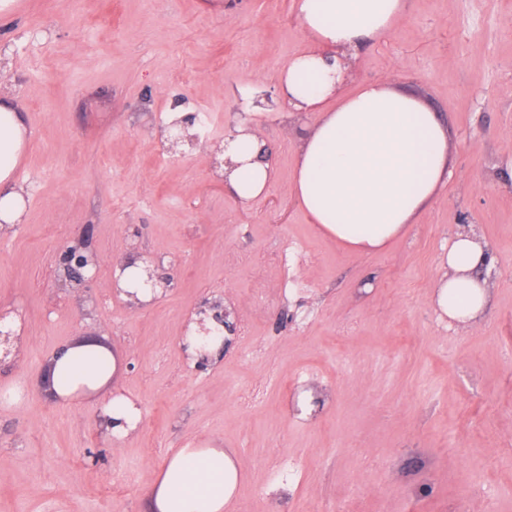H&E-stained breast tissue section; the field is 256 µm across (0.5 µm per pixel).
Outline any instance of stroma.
Returning a JSON list of instances; mask_svg holds the SVG:
<instances>
[{
    "instance_id": "35a3bbf8",
    "label": "stroma",
    "mask_w": 512,
    "mask_h": 512,
    "mask_svg": "<svg viewBox=\"0 0 512 512\" xmlns=\"http://www.w3.org/2000/svg\"><path fill=\"white\" fill-rule=\"evenodd\" d=\"M407 5L342 90L386 80L439 112L451 175L403 236L359 256L291 191L318 113L249 116L277 169L249 206L212 165V141L246 117L241 89L276 87L307 45L294 0H13L0 95L28 127L15 170L27 195L0 233V308L21 336L0 389L22 396L0 402V512H144L153 471L199 444L242 461L233 512H512V0ZM201 113L208 138L172 158L162 128ZM463 229L491 260V305L467 327L431 299ZM78 237L98 257L79 292L57 280ZM131 253L172 283L143 310L111 284ZM219 297L235 332L200 368L180 346L184 321ZM89 334L141 410L119 443L95 399L42 387L53 352Z\"/></svg>"
}]
</instances>
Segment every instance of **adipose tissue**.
Wrapping results in <instances>:
<instances>
[{
	"mask_svg": "<svg viewBox=\"0 0 512 512\" xmlns=\"http://www.w3.org/2000/svg\"><path fill=\"white\" fill-rule=\"evenodd\" d=\"M308 46L279 76V93L296 111L319 113L302 138L292 191L323 235L357 254L384 250L431 203L449 175L448 131L439 113L389 81L339 93L343 61L391 32L406 17V0H297ZM24 117L0 98V222L18 223L24 188L14 170L26 143ZM232 162L226 190L249 204L267 189L275 169L256 131L236 125L224 139ZM443 276L433 301L449 320L475 323L489 296L478 271L488 257L470 233H455L443 252ZM55 398L97 397L109 439L137 428L141 411L106 392L116 371L112 352L96 340L65 346L50 358ZM244 477L233 450L178 448L153 474L145 512H228Z\"/></svg>",
	"mask_w": 512,
	"mask_h": 512,
	"instance_id": "1",
	"label": "adipose tissue"
}]
</instances>
